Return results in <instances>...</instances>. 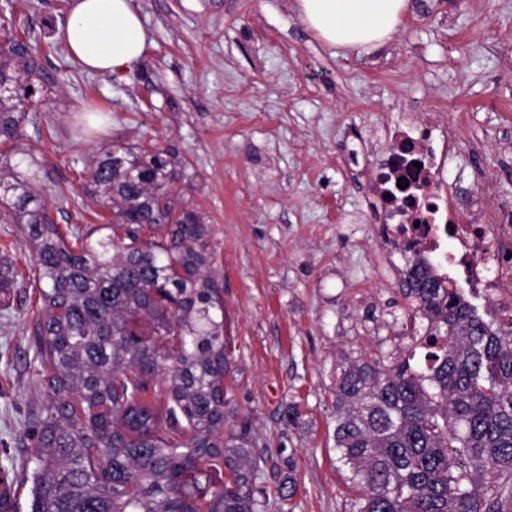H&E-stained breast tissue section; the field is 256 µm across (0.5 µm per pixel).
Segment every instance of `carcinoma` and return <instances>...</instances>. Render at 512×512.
Segmentation results:
<instances>
[{
    "label": "carcinoma",
    "instance_id": "carcinoma-1",
    "mask_svg": "<svg viewBox=\"0 0 512 512\" xmlns=\"http://www.w3.org/2000/svg\"><path fill=\"white\" fill-rule=\"evenodd\" d=\"M59 83L40 48L0 23V219L34 253L32 326L46 398L34 413L30 512H261L244 425L224 430L230 362L207 224L176 209L167 149L112 145L85 189L111 219L61 232L26 143V105ZM392 349L338 366L337 461L353 512H512V316L487 321L409 269ZM224 466L202 485L199 466Z\"/></svg>",
    "mask_w": 512,
    "mask_h": 512
}]
</instances>
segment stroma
<instances>
[{
	"instance_id": "1",
	"label": "stroma",
	"mask_w": 512,
	"mask_h": 512,
	"mask_svg": "<svg viewBox=\"0 0 512 512\" xmlns=\"http://www.w3.org/2000/svg\"><path fill=\"white\" fill-rule=\"evenodd\" d=\"M151 33L130 73L81 70L57 37L69 0H0L62 79L34 102L28 143L44 163L59 226L95 227L104 210L83 188L110 145L170 149L183 178L177 204L205 217L224 298L230 428L247 424L262 455L264 512H351L336 463V367L358 343L394 335L401 307L373 250L348 223L362 203L341 173V138L416 108L460 119L465 143L512 204V0H409L384 46L333 48L294 0H131ZM34 259L0 221V473L29 512L23 440L45 399L31 326L41 306Z\"/></svg>"
}]
</instances>
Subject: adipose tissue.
<instances>
[{
  "instance_id": "adipose-tissue-1",
  "label": "adipose tissue",
  "mask_w": 512,
  "mask_h": 512,
  "mask_svg": "<svg viewBox=\"0 0 512 512\" xmlns=\"http://www.w3.org/2000/svg\"><path fill=\"white\" fill-rule=\"evenodd\" d=\"M408 0H296L303 23L327 45L373 49L392 38ZM63 44L82 68L131 72L149 39L131 0H70Z\"/></svg>"
}]
</instances>
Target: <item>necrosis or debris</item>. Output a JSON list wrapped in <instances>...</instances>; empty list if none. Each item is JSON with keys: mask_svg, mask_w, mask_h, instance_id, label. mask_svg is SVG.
I'll use <instances>...</instances> for the list:
<instances>
[{"mask_svg": "<svg viewBox=\"0 0 512 512\" xmlns=\"http://www.w3.org/2000/svg\"><path fill=\"white\" fill-rule=\"evenodd\" d=\"M378 135L382 146L360 136L343 156L364 200L357 221L392 279L406 274L394 255L423 260L465 297L512 308V206L498 203L497 182L483 172L470 190L443 176L447 163L479 146L462 148L456 120L428 112L388 118Z\"/></svg>", "mask_w": 512, "mask_h": 512, "instance_id": "1", "label": "necrosis or debris"}]
</instances>
